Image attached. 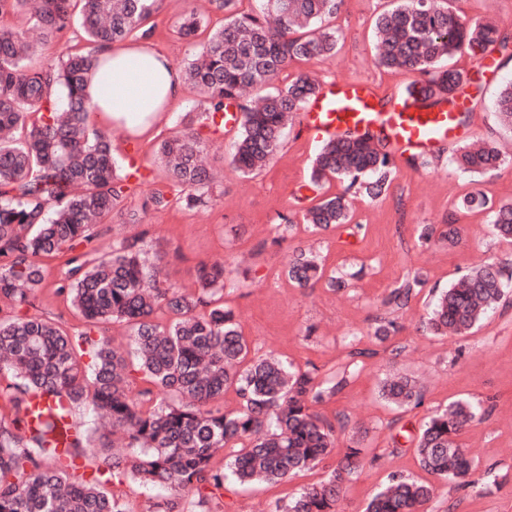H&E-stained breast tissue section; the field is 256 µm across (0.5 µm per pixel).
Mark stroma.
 <instances>
[{"label":"stroma","mask_w":512,"mask_h":512,"mask_svg":"<svg viewBox=\"0 0 512 512\" xmlns=\"http://www.w3.org/2000/svg\"><path fill=\"white\" fill-rule=\"evenodd\" d=\"M392 0H346L330 19L343 34L333 56L321 61L316 72L327 78L367 80L379 94L406 88L416 73L384 69L374 63L373 26L377 15L390 9ZM455 11L469 21L491 20L512 30V0H453ZM195 9L203 23L193 40L176 32L179 17ZM222 14L209 0H163L153 18L150 39L170 64L183 68L195 45L206 42ZM476 56L458 52L447 65L473 77L468 85L469 127L478 137L500 145L512 156V129L499 124L494 103L500 82L479 76ZM204 98L194 84H186L183 97L163 112V121L152 124L147 134L113 128L114 154L125 161L130 141L141 146L139 161L151 176L163 170L154 160L156 143L175 131L186 112L200 107ZM234 133L211 147L212 202L205 207L180 205L147 211L142 223L97 225L94 247L99 253L112 250L114 240L138 235L153 250L164 254L163 277L185 292L196 291V268L200 262L233 260L242 273L224 287V304L234 311L253 355L275 354L298 366L315 364L327 371L343 362L347 337H356L359 347L369 349L360 376L347 386L324 412H343L349 426L337 434L339 447L362 448L361 467L345 484L341 512H363L370 497L394 473L432 482L435 497L428 512H445L449 502L458 512H512V305H501L474 332L464 337L425 336L420 321L437 293L489 256L512 254V245L499 241L488 216L481 211L454 212L460 196L479 188L502 201H512V165L472 180L455 170L449 161L425 160L417 168L399 167L382 198L371 201L349 194L352 223L357 233L339 229L313 233L296 222L291 199L293 187L306 184L317 145L308 143L300 127L285 128L282 144L273 162L257 176H245L230 163ZM456 213L466 230L456 247L436 243L419 246L416 229L421 224H444ZM294 223L281 244H272L274 226L282 217ZM310 247L324 259L327 270L353 277L352 286L334 291L325 285L313 289L294 286L280 274L296 247ZM422 270L426 283L407 308L394 311L381 304L395 281L407 271ZM55 265H47L45 288L34 300L37 310L64 327L77 320L63 296L57 295ZM394 319L398 330L388 341L377 340V319ZM404 348L394 357L389 349ZM406 375L422 386L421 406L397 410L379 396L385 373ZM489 401L493 409L472 424L461 441L480 468L491 469L484 489H452L442 480L422 471L414 453L415 437L425 418L458 397ZM336 463L328 457L317 466L277 485L250 490L228 484L223 500L210 504V512H274L301 489L320 483Z\"/></svg>","instance_id":"35a3bbf8"}]
</instances>
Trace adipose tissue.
Instances as JSON below:
<instances>
[{
	"instance_id": "adipose-tissue-1",
	"label": "adipose tissue",
	"mask_w": 512,
	"mask_h": 512,
	"mask_svg": "<svg viewBox=\"0 0 512 512\" xmlns=\"http://www.w3.org/2000/svg\"><path fill=\"white\" fill-rule=\"evenodd\" d=\"M100 122L140 129L147 116L179 100L184 82L147 40L101 48L88 88Z\"/></svg>"
}]
</instances>
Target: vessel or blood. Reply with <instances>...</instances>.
Returning <instances> with one entry per match:
<instances>
[{
    "label": "vessel or blood",
    "mask_w": 512,
    "mask_h": 512,
    "mask_svg": "<svg viewBox=\"0 0 512 512\" xmlns=\"http://www.w3.org/2000/svg\"><path fill=\"white\" fill-rule=\"evenodd\" d=\"M465 93L423 106L404 90L380 96L370 83L320 81L318 92L297 118L309 142L370 136L399 162L433 154L455 138L467 135Z\"/></svg>",
    "instance_id": "1"
}]
</instances>
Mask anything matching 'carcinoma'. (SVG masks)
Returning <instances> with one entry per match:
<instances>
[{"instance_id":"carcinoma-1","label":"carcinoma","mask_w":512,"mask_h":512,"mask_svg":"<svg viewBox=\"0 0 512 512\" xmlns=\"http://www.w3.org/2000/svg\"><path fill=\"white\" fill-rule=\"evenodd\" d=\"M160 0H0V299L10 314L0 318V394L10 416H0V512H126L124 487L161 486L167 495L154 512H177L178 501L200 507L224 496L228 477L250 486L277 483L318 465L336 448V433L350 422L319 408L330 403L363 368L365 351L321 373L275 357H249L248 342L232 310L224 307V282L236 269L202 263L198 292L185 293L160 280L163 256L137 239H123L101 255L91 247L92 229L109 215L136 224L125 208L146 177L130 159L120 168L112 134L92 122L85 94L87 75L105 44L149 36ZM238 14L235 0H212L224 23L183 68L204 96V107L187 113L181 129L163 138L155 153L166 179L152 182L142 210L171 205L193 208L211 202V175L202 156L224 134V112L240 94L254 93L240 108L232 163L248 176L277 154L285 115L301 111L317 84L308 74L283 87L279 75L293 61L317 63L332 56L342 33L324 22L345 0H256ZM15 16L22 23L4 24ZM86 34L85 48L33 68L30 61L72 21ZM200 19L185 14L176 33L194 37ZM375 63L418 73L427 98H453L466 80L444 62L460 50L482 55L493 48L512 58V32L488 22L472 23L450 0H398L375 23ZM501 124L512 128V80L497 101ZM470 175L498 169L503 157L491 140L456 147L450 158ZM397 161L387 150L361 140L324 143L312 162L316 188L331 177L343 192L319 194L300 210L312 231L349 223L351 190L376 200L390 187ZM456 210L488 212L495 236L512 244V202L477 189ZM463 228L448 215L437 229L423 224L417 240L454 246ZM60 261L56 294L66 297L80 325L65 330L52 318L31 312L45 280L44 262ZM300 288L321 280L340 290L343 273L326 274L317 257L296 249L283 271ZM425 284L413 271L397 283L383 305L401 309ZM512 300V258H489L442 290L421 319L432 336H467L500 304ZM121 322L132 330V357L114 350L105 326ZM234 387L239 406L225 412L216 402ZM381 397L397 407L419 406L424 393L407 377L387 374ZM89 407L127 437L130 452L104 456L108 442L96 423L78 416ZM488 413L480 401L461 397L434 410L420 431L416 453L425 471L457 487H480L490 472L468 457L463 431ZM74 420L65 442L60 421ZM64 447H59V444ZM224 453L225 467L216 465ZM363 449L347 446L335 468L317 486L303 490L275 512H339L347 476ZM434 489L395 474L367 502L364 512H425Z\"/></svg>"}]
</instances>
